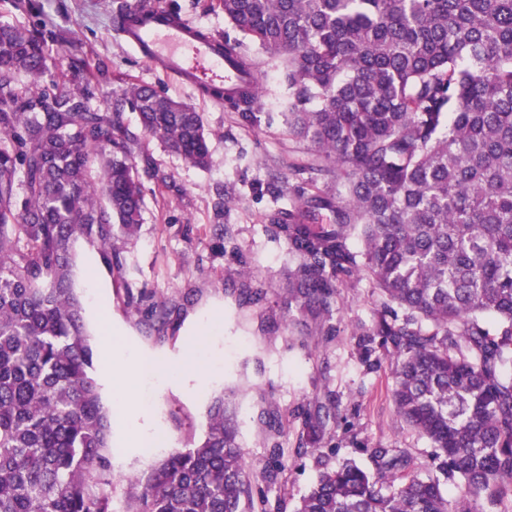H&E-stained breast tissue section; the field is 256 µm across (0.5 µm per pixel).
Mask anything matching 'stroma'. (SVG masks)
<instances>
[{
	"mask_svg": "<svg viewBox=\"0 0 512 512\" xmlns=\"http://www.w3.org/2000/svg\"><path fill=\"white\" fill-rule=\"evenodd\" d=\"M151 2L213 32L228 28L217 0ZM129 3L0 0V25L56 31L49 68L66 72L68 87H88L89 109L111 111L113 90L145 84L193 105L209 134L211 166L190 167L144 133L136 113L126 112L136 159H149L156 170L142 179L143 221L135 235L114 241L121 268L85 240L72 248L94 376L114 419L125 409L104 384L107 348L149 354L166 366L152 378L154 399L146 407L163 445L138 448L122 440L120 429L112 431L114 501L124 504L132 476L204 438L210 400L224 390L236 394L239 442L253 482L262 480L272 443L283 450L286 469L269 488L283 512H295L323 466L352 459L375 471L377 448L407 451L420 476H431L430 443L398 416L391 397L393 361L383 349L366 354L360 347L362 328L381 307L379 290L365 277L340 288L331 337L323 335L322 320L288 303L285 277L298 260L273 235L266 216L287 206L289 166L303 149L282 117L288 89L279 61L245 42L262 82L263 114L256 123H242L225 105L152 71L117 40L112 19ZM248 288L255 297H245ZM318 403L336 408V424L323 438L332 453L322 460L298 450L302 414ZM270 410L281 420L276 438L265 425Z\"/></svg>",
	"mask_w": 512,
	"mask_h": 512,
	"instance_id": "1",
	"label": "stroma"
}]
</instances>
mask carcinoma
Returning a JSON list of instances; mask_svg holds the SVG:
<instances>
[{
    "instance_id": "obj_1",
    "label": "carcinoma",
    "mask_w": 512,
    "mask_h": 512,
    "mask_svg": "<svg viewBox=\"0 0 512 512\" xmlns=\"http://www.w3.org/2000/svg\"><path fill=\"white\" fill-rule=\"evenodd\" d=\"M224 20L283 59L288 135L309 155L267 220L299 263L288 302L331 323L340 282L366 276L384 297L362 343L395 361L399 417L461 481L450 502L404 451L377 448L370 473L324 467L296 512H504L512 493V0H219ZM49 33L0 26V512H281L245 471L230 398L207 432L129 480L117 508L112 413L73 285V243L133 235L144 197L125 110L196 168L211 164L202 116L148 86L92 112L49 74ZM224 57L250 76L243 42ZM50 83L44 84V78ZM259 80L224 96L247 122ZM323 211L326 223L317 222ZM331 407L303 413L304 452ZM272 445L266 486L285 466Z\"/></svg>"
}]
</instances>
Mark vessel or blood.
I'll return each mask as SVG.
<instances>
[{
    "label": "vessel or blood",
    "mask_w": 512,
    "mask_h": 512,
    "mask_svg": "<svg viewBox=\"0 0 512 512\" xmlns=\"http://www.w3.org/2000/svg\"><path fill=\"white\" fill-rule=\"evenodd\" d=\"M120 41L180 84L234 92L242 75L224 58V41L161 8L141 9L133 0L116 25Z\"/></svg>",
    "instance_id": "b4317fda"
}]
</instances>
